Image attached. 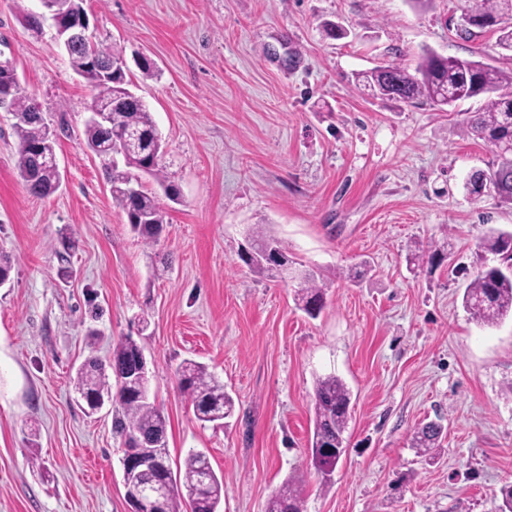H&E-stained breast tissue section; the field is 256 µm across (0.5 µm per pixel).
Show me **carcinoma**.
I'll return each mask as SVG.
<instances>
[{
	"label": "carcinoma",
	"instance_id": "cac0c4a2",
	"mask_svg": "<svg viewBox=\"0 0 512 512\" xmlns=\"http://www.w3.org/2000/svg\"><path fill=\"white\" fill-rule=\"evenodd\" d=\"M476 14L488 26L500 32L499 44L512 50V0H475ZM69 60L74 70L86 74L92 88L91 104L112 109V124H85L87 147L97 156H108L114 139H123L126 163L106 164L107 182L113 203L122 209L132 230L149 245H154L165 224L164 211L157 196L144 189L130 192V186L146 175L158 183L164 195L174 201L177 187L167 182L162 166L164 145L162 136L146 104L129 94L127 69L114 67L105 78L88 67L83 45H73ZM359 85L379 99L404 103L429 102L451 105L458 101L478 99L481 106L465 113L462 120L465 132L482 140L496 156V163L486 170L472 172L465 183L468 193L479 197L486 182L493 185L494 195L505 204H512V151L504 144L512 141V71L506 72L479 61L444 58L425 53L414 69L399 63H386L361 73ZM16 137L18 175L28 193L47 197L56 192L57 169L55 149L61 134L67 132L65 121L52 128L42 122V105L36 97L16 87L10 99ZM36 168L39 177L30 182L27 171ZM274 242L260 238L252 247L254 256L244 260L249 267L271 271L264 255ZM481 251L499 257L495 266H483L467 286L463 302L472 318L486 326H494L512 316V231L492 230L481 240ZM302 310L317 317L324 306V291L313 275L307 273L300 288ZM143 349L132 337L122 339L112 349L109 359H95L90 370L80 368L74 378L79 396L91 393L106 394L117 408L114 427L123 437V446L136 448L138 443L167 440V420L156 404L137 393L120 389L112 392V381H121L133 369ZM180 390L193 407L198 420L215 422L231 416L233 398L201 363L186 360L178 370ZM351 391L339 377L330 374L316 380L314 389V427L310 439L311 462L327 481L347 441ZM442 438L441 428L428 422L415 431L411 447L421 456H432ZM203 460L197 453L189 454L183 465L172 472L157 469L152 476L172 482V489L162 512H183V492L199 482ZM224 496V479L217 478L210 492L209 503L203 512H217ZM266 512H304L301 492L292 484L284 486L270 500Z\"/></svg>",
	"mask_w": 512,
	"mask_h": 512
}]
</instances>
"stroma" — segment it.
Masks as SVG:
<instances>
[{"instance_id":"obj_1","label":"stroma","mask_w":512,"mask_h":512,"mask_svg":"<svg viewBox=\"0 0 512 512\" xmlns=\"http://www.w3.org/2000/svg\"><path fill=\"white\" fill-rule=\"evenodd\" d=\"M463 5L85 0L92 35L129 61L180 189L161 199L165 229L149 246L86 147L90 87L53 27L23 25L38 0H0V59L69 125L62 186L40 199L0 111V251L14 259L0 286V512H130L112 409L87 413L72 386L86 358L127 336L147 358L172 462L199 451L223 476L219 512H265L291 482L306 512H496L512 481V320L480 325L462 295L494 265L478 244L512 230V206L464 188L494 158L461 124L476 101H386L355 80L426 50L511 71L496 31L457 33ZM329 23L344 36L328 37ZM258 232L324 285L317 318L299 308V282L240 260ZM65 233L77 247L63 259ZM431 247L441 265L411 263ZM188 359L233 397L221 424L199 421L180 392ZM328 374L352 402L347 452L324 482L308 446ZM431 420L445 436L425 462L410 441Z\"/></svg>"}]
</instances>
